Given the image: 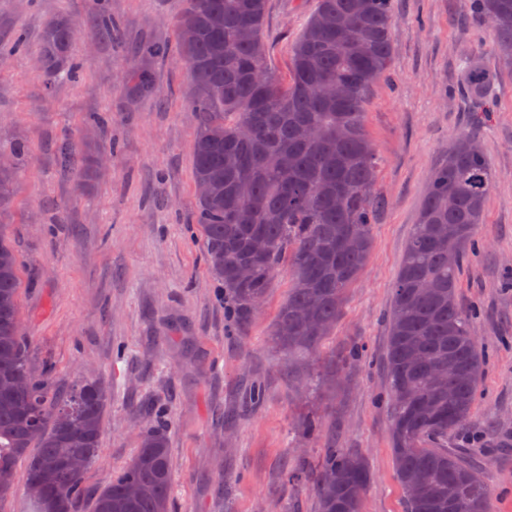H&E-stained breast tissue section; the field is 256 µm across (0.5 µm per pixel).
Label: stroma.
Listing matches in <instances>:
<instances>
[{"mask_svg":"<svg viewBox=\"0 0 512 512\" xmlns=\"http://www.w3.org/2000/svg\"><path fill=\"white\" fill-rule=\"evenodd\" d=\"M98 7L118 30L78 35L81 76L46 86L35 53L47 21L65 15L80 28ZM315 7L316 0H268V64L280 77H288L291 46ZM182 8L183 0H0V153L17 142L29 147L7 216L22 334L56 394L88 376L109 392L86 490L103 488L132 458L146 405L168 417L171 512H317L311 482L292 485L288 476L315 473L330 447L365 458L372 480L364 512H406L389 439L387 314L429 176L452 138L472 133L486 149L493 186L458 296L473 313L483 372L471 417L449 433L447 447L482 472L492 512H512V74L499 71L470 0H393L391 67L365 113L380 159L373 249L313 361L271 340L285 276L250 322L224 313V291L193 221L195 119L185 110L192 85L174 53ZM18 36L26 50L10 51ZM470 50L495 75L486 112L464 91L461 56ZM139 56L160 99L125 91L122 70ZM93 112L111 113L96 137L117 156L84 190L57 149L83 138ZM352 345L362 359L337 381L334 362ZM255 379L264 402L246 414ZM309 416L320 429L302 444L296 436Z\"/></svg>","mask_w":512,"mask_h":512,"instance_id":"stroma-1","label":"stroma"}]
</instances>
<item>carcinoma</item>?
I'll use <instances>...</instances> for the list:
<instances>
[{"label":"carcinoma","mask_w":512,"mask_h":512,"mask_svg":"<svg viewBox=\"0 0 512 512\" xmlns=\"http://www.w3.org/2000/svg\"><path fill=\"white\" fill-rule=\"evenodd\" d=\"M493 35L500 66L512 71V0H475ZM267 0H185L176 51L193 87L196 223L205 258L224 288L228 314L253 317L286 269L290 287L273 330L287 351L319 348L336 323L346 290L372 248L370 202L379 165L363 114L389 70L392 0H318L291 50V80L267 65ZM112 15L94 12L86 36H112ZM77 32L64 16L45 27L38 48L47 84L72 76ZM465 88L478 104L494 78L470 54ZM130 90L158 96L151 73L128 69ZM343 83L336 100L326 89ZM82 179L98 176L102 147H59ZM16 168L0 171V214L14 194ZM493 173L479 140L459 134L432 171L418 223L397 273L389 315L386 369L390 437L407 512H491L487 483L437 440L468 420L483 355L472 314L458 303L460 268L472 252ZM267 241L255 254L254 234ZM248 265L243 280L237 270ZM16 249L0 224V500L12 493L15 466L27 460L30 512H77L86 469L97 456L108 402L97 380L52 401L49 378L31 363L21 334ZM81 457L84 468H71ZM371 474L358 454L326 449L317 472L319 512H363ZM172 474L164 425L143 428L128 465L95 493L90 512H170Z\"/></svg>","instance_id":"carcinoma-1"}]
</instances>
